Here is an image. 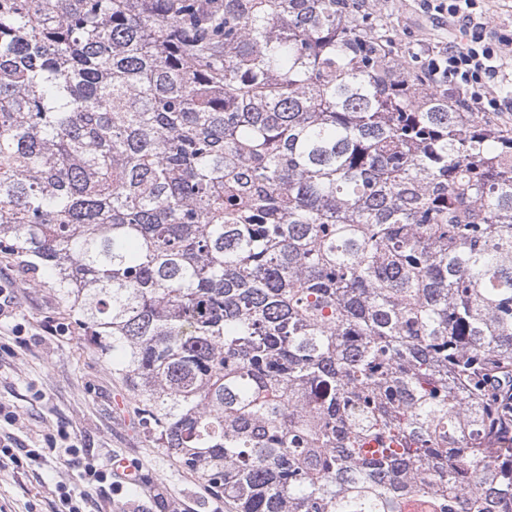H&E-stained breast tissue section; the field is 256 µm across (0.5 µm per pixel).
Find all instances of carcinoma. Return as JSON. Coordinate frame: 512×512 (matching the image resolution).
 Listing matches in <instances>:
<instances>
[{"mask_svg":"<svg viewBox=\"0 0 512 512\" xmlns=\"http://www.w3.org/2000/svg\"><path fill=\"white\" fill-rule=\"evenodd\" d=\"M0 247L226 512H512V129L357 0H0Z\"/></svg>","mask_w":512,"mask_h":512,"instance_id":"cac0c4a2","label":"carcinoma"}]
</instances>
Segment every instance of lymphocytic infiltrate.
<instances>
[{
    "label": "lymphocytic infiltrate",
    "instance_id": "lymphocytic-infiltrate-1",
    "mask_svg": "<svg viewBox=\"0 0 512 512\" xmlns=\"http://www.w3.org/2000/svg\"><path fill=\"white\" fill-rule=\"evenodd\" d=\"M428 10L438 16L461 19L472 31L469 42L460 47H440L427 53L423 82L460 91L473 112H503L502 85L512 81V58L505 53L512 45V36L487 29V10L479 0H424ZM65 456L81 470L85 488L80 501L69 512H83L92 501L94 489L119 481L111 469L99 467L91 457L81 455L79 448L68 447Z\"/></svg>",
    "mask_w": 512,
    "mask_h": 512
}]
</instances>
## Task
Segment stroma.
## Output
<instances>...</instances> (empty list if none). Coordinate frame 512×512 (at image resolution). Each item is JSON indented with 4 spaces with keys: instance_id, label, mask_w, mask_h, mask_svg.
I'll return each mask as SVG.
<instances>
[{
    "instance_id": "35a3bbf8",
    "label": "stroma",
    "mask_w": 512,
    "mask_h": 512,
    "mask_svg": "<svg viewBox=\"0 0 512 512\" xmlns=\"http://www.w3.org/2000/svg\"><path fill=\"white\" fill-rule=\"evenodd\" d=\"M388 34L421 71L423 49L463 40L459 24L427 13L423 0H386ZM0 285L16 303L0 312V403L20 416L10 431L18 446L36 448L65 430L101 464L116 456L139 463L144 482L94 493L112 512H224L204 481L155 448L141 426L134 394L100 355L88 330L72 321L48 275L0 250ZM67 323L69 333L41 332L44 320ZM84 488L78 470L49 457L0 470V506L6 512H60L58 486Z\"/></svg>"
}]
</instances>
